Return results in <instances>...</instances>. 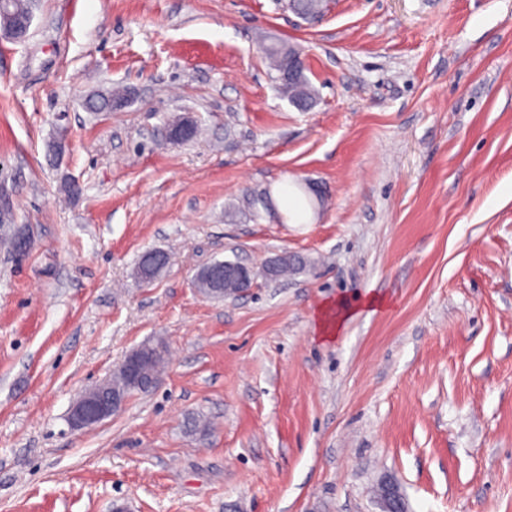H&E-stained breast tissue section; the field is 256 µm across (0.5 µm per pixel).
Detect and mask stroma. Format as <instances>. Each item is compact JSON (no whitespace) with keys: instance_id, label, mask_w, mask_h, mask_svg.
<instances>
[{"instance_id":"stroma-1","label":"stroma","mask_w":512,"mask_h":512,"mask_svg":"<svg viewBox=\"0 0 512 512\" xmlns=\"http://www.w3.org/2000/svg\"><path fill=\"white\" fill-rule=\"evenodd\" d=\"M285 181L305 223L226 217ZM0 214L29 238L0 247V512H382L384 482L405 512H512V0H38L0 38ZM284 251L311 268L268 280ZM216 260L252 288L202 295ZM157 339L158 385L71 429ZM288 48L287 45L281 47H269L266 48V52L272 60L273 69L277 72L276 80L279 82V76L282 74L284 69H288ZM302 57L301 55H295L291 62V67L288 69V79L291 77L292 72L300 66ZM281 90L288 98L299 97L312 103L315 99V91L304 75V68L298 69L295 80L291 83H281ZM223 262L224 261H214L208 265L214 266V265H219ZM223 272H224V277L234 276V277H237L241 281L242 290L240 291V293H243L248 288H251L252 279H251L250 271L245 265L238 263V262L225 261L224 265H219V266L215 267L214 269H212L210 271L209 274L212 278L219 279L222 276ZM127 397L112 392V378L86 390L72 404L69 423L74 429L92 428L124 407Z\"/></svg>"}]
</instances>
